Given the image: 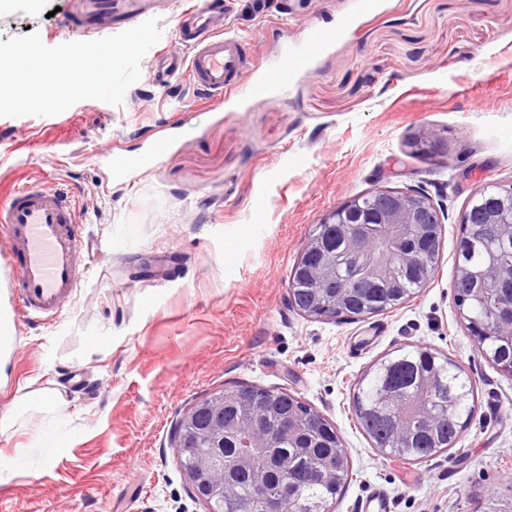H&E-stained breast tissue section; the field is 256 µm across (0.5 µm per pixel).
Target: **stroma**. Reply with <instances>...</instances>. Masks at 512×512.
<instances>
[{
    "label": "stroma",
    "instance_id": "35a3bbf8",
    "mask_svg": "<svg viewBox=\"0 0 512 512\" xmlns=\"http://www.w3.org/2000/svg\"><path fill=\"white\" fill-rule=\"evenodd\" d=\"M167 0L161 37L122 105L87 99L49 117H0V192L63 183L82 203L93 264L73 305L21 325L0 351V415L18 414L0 454V512H207L175 451L179 421L235 385L293 394L329 419L352 478L332 512H361L383 491L391 512H484L512 495V377L490 365L459 317L453 250L472 194L512 182V0H239L225 28L256 70L328 30L316 56L269 95L222 108L149 79L157 51L177 52L181 13ZM78 0H16L0 41L34 31L68 42ZM181 123L162 156L127 183L96 159L137 153ZM429 130L443 158L415 154ZM417 189L441 210L432 280L397 308L318 320L292 307L291 269L322 218L356 196ZM411 344L475 380L476 412L455 448L403 464L371 448L352 409L355 384ZM59 392L54 414L25 401ZM53 430L65 450L36 446Z\"/></svg>",
    "mask_w": 512,
    "mask_h": 512
}]
</instances>
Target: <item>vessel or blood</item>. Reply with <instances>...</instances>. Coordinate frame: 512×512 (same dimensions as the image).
Instances as JSON below:
<instances>
[{
    "label": "vessel or blood",
    "mask_w": 512,
    "mask_h": 512,
    "mask_svg": "<svg viewBox=\"0 0 512 512\" xmlns=\"http://www.w3.org/2000/svg\"><path fill=\"white\" fill-rule=\"evenodd\" d=\"M214 7L215 0H198L183 12L179 37L187 53L159 54L154 81L186 78L217 108L243 90L264 94L287 85L294 67L317 49L316 43H307L298 52L281 55L259 78H251L245 41L214 25ZM149 8V0H80L69 33L73 39H84L102 19L129 29L137 26ZM164 148V140L158 139L146 151L132 155L107 152L103 159L112 179L124 182L152 163ZM0 250L10 267L0 278V289L7 296L5 308L0 309V349L7 351L13 347L11 334L19 325L53 322L75 300L89 261L78 199L53 184L15 187L0 200Z\"/></svg>",
    "instance_id": "b4317fda"
}]
</instances>
